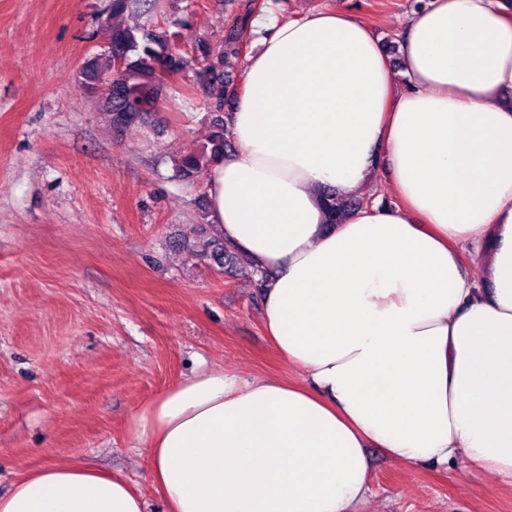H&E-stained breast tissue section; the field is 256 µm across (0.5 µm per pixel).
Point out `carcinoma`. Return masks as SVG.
Wrapping results in <instances>:
<instances>
[{"label":"carcinoma","instance_id":"carcinoma-1","mask_svg":"<svg viewBox=\"0 0 512 512\" xmlns=\"http://www.w3.org/2000/svg\"><path fill=\"white\" fill-rule=\"evenodd\" d=\"M118 52L123 55V65L119 69L116 68L115 58ZM189 58L206 64L210 81H223L224 56H213L206 42L198 40L188 44L183 55L172 50L167 38L147 27L115 25L105 61H100L98 57L88 60L84 75L93 83L102 77L112 76V85L117 88V93L110 99H103L105 110L113 127L127 129L142 123L144 114L153 108L161 91V85L157 83L158 70L177 74ZM226 147L224 118L218 116L213 120L212 130L204 141L181 157L177 164L178 176L183 179L200 176L224 157ZM361 203L360 199L326 195L324 205L329 223H342ZM207 249L210 250V257L220 264L226 259L231 261L237 258L222 242L210 241Z\"/></svg>","mask_w":512,"mask_h":512}]
</instances>
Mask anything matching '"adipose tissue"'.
<instances>
[{"label":"adipose tissue","mask_w":512,"mask_h":512,"mask_svg":"<svg viewBox=\"0 0 512 512\" xmlns=\"http://www.w3.org/2000/svg\"><path fill=\"white\" fill-rule=\"evenodd\" d=\"M253 33L208 219L252 263L299 378L202 369L131 412L167 512H360L371 448L512 490V0L413 11L401 89L351 12ZM381 167L395 204L328 224L324 192L360 195ZM144 510L77 461L0 495V512Z\"/></svg>","instance_id":"1"}]
</instances>
